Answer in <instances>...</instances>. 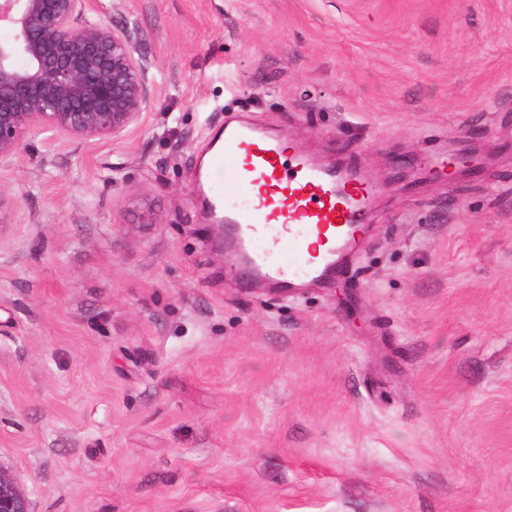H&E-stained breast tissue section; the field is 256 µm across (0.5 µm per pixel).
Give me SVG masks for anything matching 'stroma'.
Wrapping results in <instances>:
<instances>
[{
	"label": "stroma",
	"instance_id": "1",
	"mask_svg": "<svg viewBox=\"0 0 512 512\" xmlns=\"http://www.w3.org/2000/svg\"><path fill=\"white\" fill-rule=\"evenodd\" d=\"M140 127L0 161V456L32 512H512V0H101ZM385 186L326 288L242 280L225 117ZM466 171L427 172L433 154Z\"/></svg>",
	"mask_w": 512,
	"mask_h": 512
}]
</instances>
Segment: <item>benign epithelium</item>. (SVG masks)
I'll use <instances>...</instances> for the list:
<instances>
[{"instance_id": "obj_1", "label": "benign epithelium", "mask_w": 512, "mask_h": 512, "mask_svg": "<svg viewBox=\"0 0 512 512\" xmlns=\"http://www.w3.org/2000/svg\"><path fill=\"white\" fill-rule=\"evenodd\" d=\"M2 25L13 37L0 41V160L35 131L91 141L139 126L144 68L94 0H0ZM0 512H31L24 482L1 456Z\"/></svg>"}]
</instances>
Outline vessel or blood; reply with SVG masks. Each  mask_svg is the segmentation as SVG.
Masks as SVG:
<instances>
[{"label": "vessel or blood", "mask_w": 512, "mask_h": 512, "mask_svg": "<svg viewBox=\"0 0 512 512\" xmlns=\"http://www.w3.org/2000/svg\"><path fill=\"white\" fill-rule=\"evenodd\" d=\"M199 193L250 275L291 288L322 282L356 251L379 187L329 171L248 122H225L199 172Z\"/></svg>", "instance_id": "vessel-or-blood-1"}]
</instances>
